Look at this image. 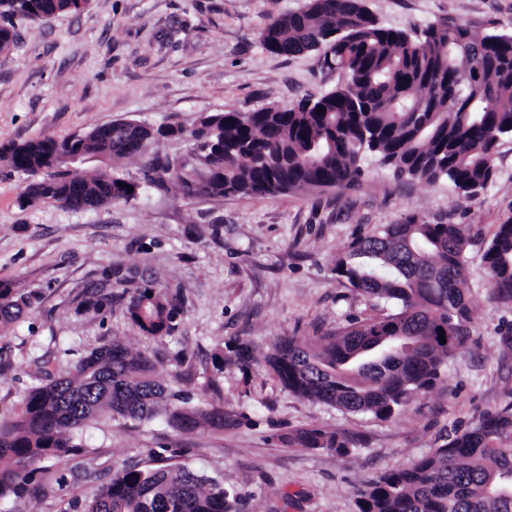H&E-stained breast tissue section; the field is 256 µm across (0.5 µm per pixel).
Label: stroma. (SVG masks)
I'll list each match as a JSON object with an SVG mask.
<instances>
[{"label":"stroma","mask_w":512,"mask_h":512,"mask_svg":"<svg viewBox=\"0 0 512 512\" xmlns=\"http://www.w3.org/2000/svg\"><path fill=\"white\" fill-rule=\"evenodd\" d=\"M306 0H89L78 13L41 26L16 24L17 43L0 52V143L64 137L124 119L194 128L200 117L269 104L291 105L340 84L319 52L278 56L259 34ZM387 27L410 31L455 21L477 32L512 33V0H365ZM145 157L119 160L138 183L135 198L97 210L45 203L20 207L22 180L0 161V281L30 298L18 323L0 326V420L40 384L35 362L54 356L53 375L91 350L121 341L148 356L160 379L192 405L247 411L234 429L182 432L165 418H101L79 431L103 469L69 478L16 512H66L74 497L110 481L112 468L148 464L166 448L175 461L222 477L245 498L244 512H358L357 491L382 471L442 444L455 429L512 401V302L491 294L483 262L499 224L512 219V138L497 147L494 176L467 201L448 182L395 180L368 167L352 190H294L274 196H186L176 183H143ZM410 212L460 225L469 240L473 327L467 347L430 392L389 420L343 413L297 398L261 371L216 373L212 355L233 339L259 350L281 336L309 340L382 307L336 279L337 257L356 238ZM112 301L90 308L99 285ZM167 288L180 313L170 335L144 336L128 319L131 293ZM321 428L351 440L340 455L284 445L280 437Z\"/></svg>","instance_id":"stroma-1"}]
</instances>
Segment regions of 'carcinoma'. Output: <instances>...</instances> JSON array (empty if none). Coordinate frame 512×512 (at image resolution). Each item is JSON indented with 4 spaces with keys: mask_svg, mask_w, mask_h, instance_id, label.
I'll use <instances>...</instances> for the list:
<instances>
[{
    "mask_svg": "<svg viewBox=\"0 0 512 512\" xmlns=\"http://www.w3.org/2000/svg\"><path fill=\"white\" fill-rule=\"evenodd\" d=\"M88 0H0V51L15 40V20L32 23L76 13ZM276 55L318 51L346 80L296 104L253 112L206 114L190 136L204 169L174 167L159 157L151 181L179 183L188 195L267 196L300 189L357 185L369 163L398 179L448 181L472 200L493 177L497 145L512 136V34L479 33L440 21L411 33L386 28L363 0H308L270 21L259 35ZM326 108L320 113L319 108ZM184 130L174 125L118 121L82 134L0 144V160L23 176L19 203L53 202L73 210L128 200L127 179L110 166L144 146ZM54 153H79L90 164L54 168ZM468 240L457 224H432L417 213L380 224L336 258L332 273L353 291L390 310L307 342L275 341L264 353L234 340L214 354L222 372L249 377L263 367L288 393L351 414L394 417L431 390L448 361L471 337L466 275ZM497 298L512 301V219L498 226L484 251ZM26 297L0 282V323L19 318ZM146 336L174 329L178 310L156 287L136 290L126 304ZM446 343H441L440 333ZM156 377L151 360L118 341L103 345L59 379L29 389L20 412L0 421V504L28 493L34 462L83 452L77 431L109 415L147 421L166 416L180 429L233 428L247 419L222 408H188ZM290 446L347 454L353 446L334 433L303 428L281 436ZM156 464H124L76 512H242L241 497L221 477L155 453ZM358 512H512V403L483 414L461 432L406 466L385 471L359 491Z\"/></svg>",
    "mask_w": 512,
    "mask_h": 512,
    "instance_id": "carcinoma-1",
    "label": "carcinoma"
}]
</instances>
